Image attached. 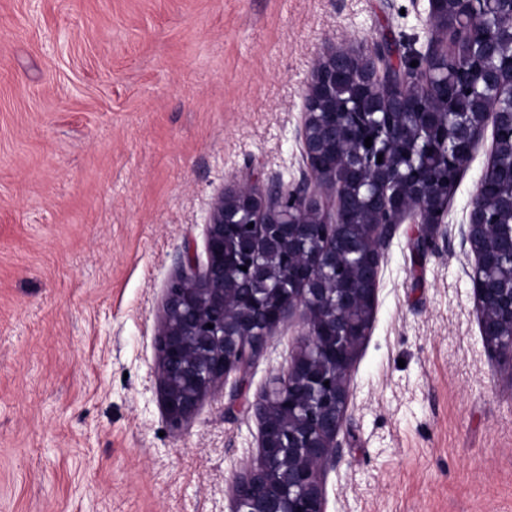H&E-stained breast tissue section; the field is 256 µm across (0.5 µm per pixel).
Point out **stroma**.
Here are the masks:
<instances>
[{"label": "stroma", "mask_w": 512, "mask_h": 512, "mask_svg": "<svg viewBox=\"0 0 512 512\" xmlns=\"http://www.w3.org/2000/svg\"><path fill=\"white\" fill-rule=\"evenodd\" d=\"M428 0H0V512H232L252 405L303 332L287 317L181 427L156 342L184 248L225 187L294 188L312 61L426 52ZM484 130L433 248L402 223L322 475L326 512H512V367L484 352L460 246Z\"/></svg>", "instance_id": "stroma-1"}]
</instances>
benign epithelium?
Returning a JSON list of instances; mask_svg holds the SVG:
<instances>
[{"label": "benign epithelium", "mask_w": 512, "mask_h": 512, "mask_svg": "<svg viewBox=\"0 0 512 512\" xmlns=\"http://www.w3.org/2000/svg\"><path fill=\"white\" fill-rule=\"evenodd\" d=\"M428 2L432 39L416 66L395 65L381 44L359 51L335 46L314 65L298 137L314 180L336 186V218H324L316 190L306 183L290 191L235 184L212 205L205 266L198 269L186 248L181 272L167 289L156 341L163 408L176 428L231 371L245 369L287 315L300 310L304 317L300 351L287 375L254 403L259 453L235 481V512H325L320 474L340 456L337 436L350 397L346 376L370 326L382 249L405 219L426 226L417 247L433 240L447 211L448 175H439V168L459 171L482 131L458 125L452 153L438 157L435 167L429 160L434 146L416 156L405 151L411 130L399 117L411 114L416 128L440 133L445 142L448 91L461 92L492 123L493 152L512 155V0ZM450 34L465 48L461 61L437 47ZM363 112L385 119L386 137L368 148L382 156L380 163L357 161L365 148ZM250 223L264 225L275 248L288 247L280 271L289 288L245 298L228 287L226 242ZM490 223L480 183L460 243L475 256L471 280L485 349L512 366V239L490 237ZM358 224L366 235L354 250ZM235 264L247 267L246 277L267 276L266 264L248 249Z\"/></svg>", "instance_id": "1"}]
</instances>
